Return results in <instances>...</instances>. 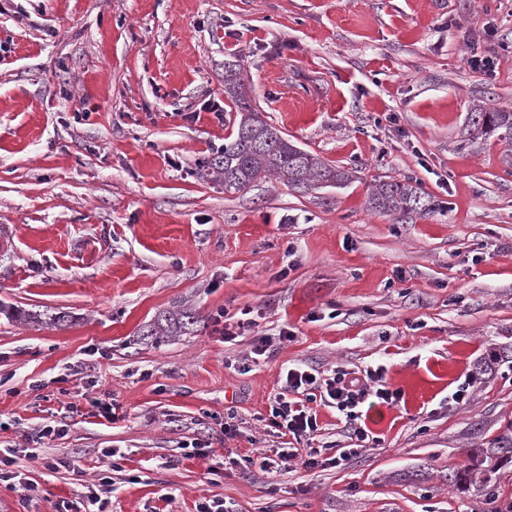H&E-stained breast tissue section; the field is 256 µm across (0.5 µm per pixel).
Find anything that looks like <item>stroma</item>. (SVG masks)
<instances>
[{"mask_svg": "<svg viewBox=\"0 0 512 512\" xmlns=\"http://www.w3.org/2000/svg\"><path fill=\"white\" fill-rule=\"evenodd\" d=\"M475 48L493 71L471 68ZM228 63L255 111L353 182L225 191L208 161L236 116ZM213 98L223 120L202 108ZM478 105L512 110V0H0V448L37 487L27 503L0 485V512L93 490L107 512L204 497L227 512H492L448 484L512 418V363L476 372L512 347V172L506 144L469 140ZM407 178L434 212L369 209L372 184ZM17 307L76 321L27 324ZM246 309L256 323L225 340ZM183 310L190 333L142 339ZM295 366L385 368L401 399L362 411L376 450L255 466L281 446L265 417ZM46 425L63 432L39 439ZM195 440L208 457L187 455ZM62 457L74 468L46 467Z\"/></svg>", "mask_w": 512, "mask_h": 512, "instance_id": "stroma-1", "label": "stroma"}]
</instances>
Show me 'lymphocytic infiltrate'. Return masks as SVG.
<instances>
[{"label":"lymphocytic infiltrate","mask_w":512,"mask_h":512,"mask_svg":"<svg viewBox=\"0 0 512 512\" xmlns=\"http://www.w3.org/2000/svg\"><path fill=\"white\" fill-rule=\"evenodd\" d=\"M372 398L387 406L397 403L400 398L399 391L386 387L384 369L354 372L339 368L332 377L325 379L300 367L287 369L270 402L269 422L280 436L289 438L291 444L278 451L276 456L261 455L260 469L285 472L299 467L311 471L326 462L337 468L355 456L374 450L379 441L362 425L360 411L361 406ZM319 404L336 408L344 415L351 440L350 448L326 462L320 459L318 449L305 454L298 450L299 443L310 439L319 429L315 410Z\"/></svg>","instance_id":"lymphocytic-infiltrate-1"}]
</instances>
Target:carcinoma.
<instances>
[{"label":"carcinoma","instance_id":"1","mask_svg":"<svg viewBox=\"0 0 512 512\" xmlns=\"http://www.w3.org/2000/svg\"><path fill=\"white\" fill-rule=\"evenodd\" d=\"M224 93L240 114L236 133L209 161L211 168L224 175L225 191H246L270 175L280 176L289 189L302 194L324 187H342L351 182L354 177L352 171L328 164L283 137L279 129L253 110L242 89L239 71H226ZM468 134L473 140H486L494 136L498 141L512 145V111L477 108V112L471 115ZM368 204L376 211L419 215H427L436 207L435 201L419 184L399 180L375 183L368 196ZM10 315L28 324L54 328L74 321V316L66 312L44 317L40 313L15 309ZM194 323L195 316L187 311L163 314L149 325L147 335L175 336ZM508 464H512L511 420L497 436L485 442V447L469 449V464L448 474V481L460 491L477 488L489 496L495 490L496 474Z\"/></svg>","mask_w":512,"mask_h":512}]
</instances>
